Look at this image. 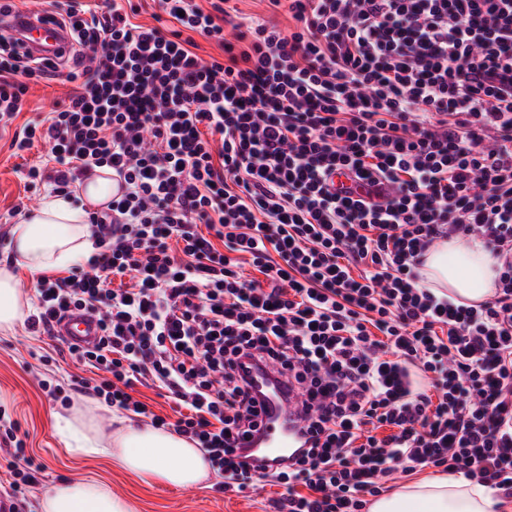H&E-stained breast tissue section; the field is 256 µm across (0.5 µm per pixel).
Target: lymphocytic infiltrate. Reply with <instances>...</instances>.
Returning a JSON list of instances; mask_svg holds the SVG:
<instances>
[{
	"label": "lymphocytic infiltrate",
	"mask_w": 512,
	"mask_h": 512,
	"mask_svg": "<svg viewBox=\"0 0 512 512\" xmlns=\"http://www.w3.org/2000/svg\"><path fill=\"white\" fill-rule=\"evenodd\" d=\"M227 2L154 0L149 26L136 0L99 16L57 0L66 49L0 43V125L30 83L75 85L12 138L52 145L30 184L125 183L88 215L93 254L38 278L28 330L97 316L99 343L68 348L104 373L82 386L202 448L221 492L284 486L274 512H362L383 477L431 467L511 499L512 0H268L288 32ZM199 36L222 58L204 61ZM459 235L497 260L485 302L420 284ZM254 366L306 443L275 467L238 455L264 408ZM0 443L24 512L43 469L12 429Z\"/></svg>",
	"instance_id": "f902f5d3"
}]
</instances>
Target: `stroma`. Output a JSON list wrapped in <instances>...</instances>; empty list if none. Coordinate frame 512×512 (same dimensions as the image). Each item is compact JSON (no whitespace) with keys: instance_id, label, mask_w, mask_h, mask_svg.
<instances>
[{"instance_id":"obj_1","label":"stroma","mask_w":512,"mask_h":512,"mask_svg":"<svg viewBox=\"0 0 512 512\" xmlns=\"http://www.w3.org/2000/svg\"><path fill=\"white\" fill-rule=\"evenodd\" d=\"M12 137V131H0V259L10 254V234L16 224L10 211L19 197L31 196L36 210L52 192L45 185H26L29 167L48 159L49 144L36 143L18 157L12 153ZM91 375V369L71 359L56 340L32 335L21 324L13 332H0V419L16 423L17 439L24 441L28 456L44 469L42 484L29 494L27 512H37L40 499L55 485L75 479L106 483L113 496L130 504L132 512H270V502L281 496L282 487L268 485L244 497L224 494L217 490L224 477L214 471L201 486L182 489L144 480L114 460L70 451L56 427L60 418H78L104 438L122 422L150 424L147 418L122 414L76 391L75 382ZM44 379L56 387L55 395L41 389Z\"/></svg>"}]
</instances>
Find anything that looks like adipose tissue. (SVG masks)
I'll return each mask as SVG.
<instances>
[{"instance_id":"ef3b65f1","label":"adipose tissue","mask_w":512,"mask_h":512,"mask_svg":"<svg viewBox=\"0 0 512 512\" xmlns=\"http://www.w3.org/2000/svg\"><path fill=\"white\" fill-rule=\"evenodd\" d=\"M12 235V257L0 264V332L6 333L13 331L27 305L15 286L14 267L37 274L67 266L76 255L93 251L84 212L56 195L47 196L40 210L16 224ZM496 265L482 242L456 236L427 255L423 283L477 304L495 292ZM61 435L72 451L115 458L128 470L176 487H197L208 474L201 450L163 429L123 426L105 441L67 420ZM498 504V497L488 488L442 474L374 500L369 512H499ZM39 512H129V507L104 483L67 481L41 499Z\"/></svg>"}]
</instances>
